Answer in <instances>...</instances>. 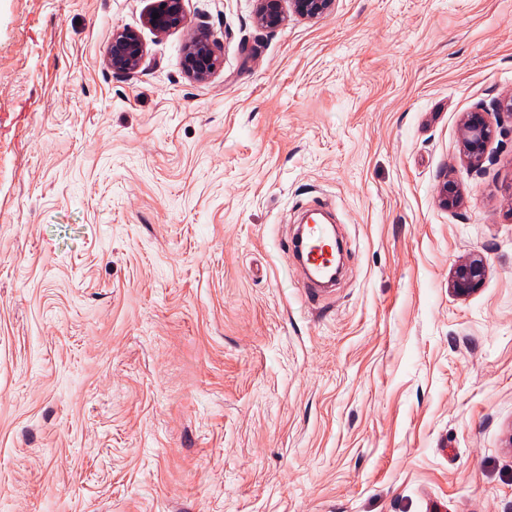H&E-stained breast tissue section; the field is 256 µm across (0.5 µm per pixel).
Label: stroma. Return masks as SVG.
<instances>
[{
  "mask_svg": "<svg viewBox=\"0 0 512 512\" xmlns=\"http://www.w3.org/2000/svg\"><path fill=\"white\" fill-rule=\"evenodd\" d=\"M149 2L0 0L7 512H512V0H184L202 83ZM317 205L319 299L284 246ZM334 0H257L256 23L264 29L279 27L286 17V4L302 18L314 19L326 13ZM146 56V44L137 31L116 28L112 32L104 65L113 73L129 74L141 66ZM215 42L210 35L194 29L186 46L185 72L196 81H206L216 70L219 60L216 55ZM496 129L487 112H467L461 119V146L466 161L473 167L479 166ZM486 263L482 256L472 255L459 260L452 268L448 288L459 297L475 292L483 283Z\"/></svg>",
  "mask_w": 512,
  "mask_h": 512,
  "instance_id": "stroma-1",
  "label": "stroma"
}]
</instances>
